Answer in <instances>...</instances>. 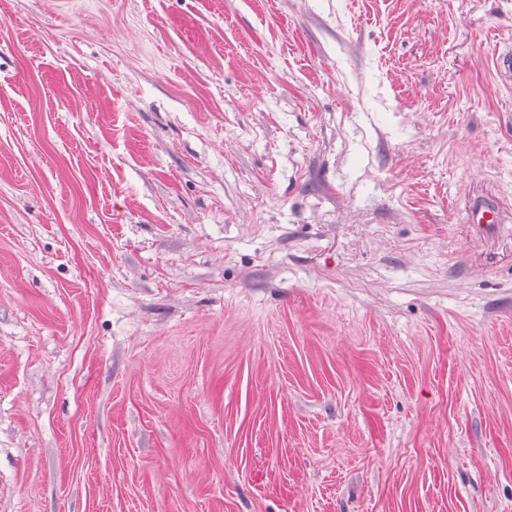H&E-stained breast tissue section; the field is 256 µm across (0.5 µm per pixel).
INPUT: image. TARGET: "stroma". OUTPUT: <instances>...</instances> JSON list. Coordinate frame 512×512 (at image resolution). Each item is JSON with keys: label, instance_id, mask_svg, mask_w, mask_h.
<instances>
[{"label": "stroma", "instance_id": "35a3bbf8", "mask_svg": "<svg viewBox=\"0 0 512 512\" xmlns=\"http://www.w3.org/2000/svg\"><path fill=\"white\" fill-rule=\"evenodd\" d=\"M509 47L512 0H0V512H512ZM500 205L498 200L485 196L471 197L465 207V223L477 224L485 230H494L500 224Z\"/></svg>", "mask_w": 512, "mask_h": 512}]
</instances>
